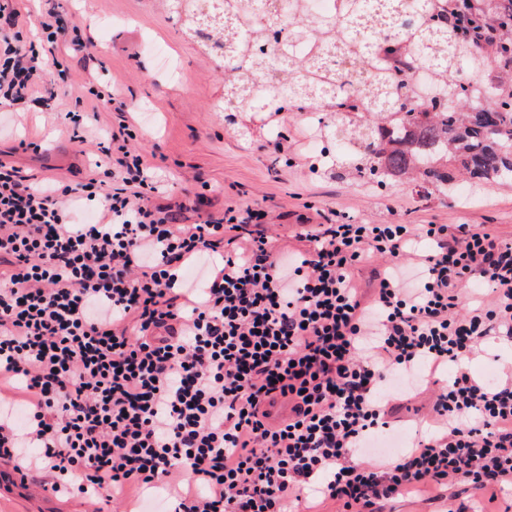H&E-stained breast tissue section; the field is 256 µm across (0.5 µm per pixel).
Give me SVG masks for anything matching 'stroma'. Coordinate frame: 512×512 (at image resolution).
Segmentation results:
<instances>
[{
  "instance_id": "obj_1",
  "label": "stroma",
  "mask_w": 512,
  "mask_h": 512,
  "mask_svg": "<svg viewBox=\"0 0 512 512\" xmlns=\"http://www.w3.org/2000/svg\"><path fill=\"white\" fill-rule=\"evenodd\" d=\"M35 38L47 11L61 12L79 26L81 47L68 50L63 64L68 83L59 85L49 108L0 111V161L35 179L84 180L102 136L119 123L139 130L136 146L161 183L156 203L171 206L186 224L218 217L230 205L254 202L273 207L282 244L294 245L303 220L318 221L319 210H334L374 224H475L512 240V188L475 197L467 182L456 193L421 199L411 187L395 185L364 192L359 183L332 169L312 168L301 118L284 117L287 138L275 154L262 121L240 138L220 112L224 69L171 17L166 0H21ZM114 92V111L100 110L87 142L71 141L66 112L81 108L88 85ZM512 512V491L488 500L465 485L438 492L407 493L388 502L386 512ZM82 501L38 497L22 486L11 466L0 463V512H84Z\"/></svg>"
}]
</instances>
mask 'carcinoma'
<instances>
[{
    "label": "carcinoma",
    "mask_w": 512,
    "mask_h": 512,
    "mask_svg": "<svg viewBox=\"0 0 512 512\" xmlns=\"http://www.w3.org/2000/svg\"><path fill=\"white\" fill-rule=\"evenodd\" d=\"M248 20L239 31L225 13L192 10V0H167L185 35L227 64L224 99L244 111L268 117L285 101L309 100L336 106L339 78L321 60L295 68L279 58L278 78H266L267 31L288 23L336 50L343 65L358 72L372 68L369 93L347 104L348 114L331 113L322 132L339 143L340 164L349 176L380 186L401 183L425 194H446L464 177L482 189L512 187V55L501 42L476 45L467 28L494 24L509 35L512 0H465L459 22L441 20L459 0H347L345 20L335 29L315 15L293 11L282 20L258 13L256 0H223ZM409 50L431 67L442 92L428 99L415 92L412 68L398 60ZM482 75L480 92L445 82L450 73ZM396 122L398 130L387 133Z\"/></svg>",
    "instance_id": "cac0c4a2"
}]
</instances>
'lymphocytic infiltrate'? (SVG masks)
<instances>
[{
  "label": "lymphocytic infiltrate",
  "instance_id": "1",
  "mask_svg": "<svg viewBox=\"0 0 512 512\" xmlns=\"http://www.w3.org/2000/svg\"><path fill=\"white\" fill-rule=\"evenodd\" d=\"M25 23L0 0L11 107L47 83V56L80 43L53 15L24 42ZM136 137L120 125L75 185L0 161L1 461L93 505L156 492L178 512H381L422 486H512V375L436 376L487 336L512 341L511 240L344 216L302 225L297 249L256 204L183 224L154 203ZM76 201L98 202L95 223L76 221ZM369 254L388 263L365 300L352 272ZM474 278L488 297L462 308ZM396 375L436 386L431 414L411 447L355 464L390 427L381 391Z\"/></svg>",
  "mask_w": 512,
  "mask_h": 512
}]
</instances>
